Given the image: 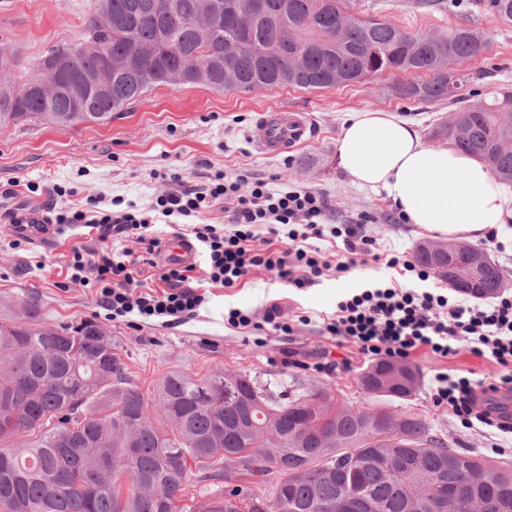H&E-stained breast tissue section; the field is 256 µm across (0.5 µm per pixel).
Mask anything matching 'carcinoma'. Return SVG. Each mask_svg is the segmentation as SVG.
I'll return each instance as SVG.
<instances>
[{
	"mask_svg": "<svg viewBox=\"0 0 512 512\" xmlns=\"http://www.w3.org/2000/svg\"><path fill=\"white\" fill-rule=\"evenodd\" d=\"M151 2L94 0L86 40L55 48L73 56L70 76L82 83L103 56L116 62L136 43L150 46L137 68L112 67L110 96L82 112L65 100L32 99L37 68L0 93V128L32 120L103 124L162 84L314 90L414 73L419 79L392 83L389 95L457 104L468 81L460 64L490 46L488 33L468 22L421 40L386 20L346 14L345 0H266V11L252 17L226 5L205 32L196 23L213 0H170L162 15ZM485 8L512 23V0H485ZM296 48L307 49L305 68L274 77ZM229 54L235 68L226 73ZM455 112L466 137L442 122L432 137L487 160L498 181L512 182V87ZM39 308L34 296L18 311L0 303V397H9L0 405V512H336L349 489L360 494L347 512H469L474 504L512 512L511 462L456 451L425 420L393 413L418 386L406 364L380 361L359 373V389L377 401L372 407L342 406L326 388L276 394L247 374L181 371L166 373L148 399L97 323L44 326ZM229 388L257 401L253 424L224 400ZM376 415L397 416L389 434H379ZM307 423L330 438L327 446L301 437ZM25 433L28 442L7 445ZM228 448L247 454L250 465L230 467ZM193 474L224 482L233 500L194 502Z\"/></svg>",
	"mask_w": 512,
	"mask_h": 512,
	"instance_id": "cac0c4a2",
	"label": "carcinoma"
}]
</instances>
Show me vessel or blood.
I'll use <instances>...</instances> for the list:
<instances>
[{"label": "vessel or blood", "mask_w": 512, "mask_h": 512, "mask_svg": "<svg viewBox=\"0 0 512 512\" xmlns=\"http://www.w3.org/2000/svg\"><path fill=\"white\" fill-rule=\"evenodd\" d=\"M308 124L304 117L296 112H263L260 113L250 131V139L255 147L264 155L275 156L292 150L304 142ZM28 225L30 237L48 245L54 240L53 225L44 223L39 213L27 214L24 218ZM163 260H179L184 264L194 263L196 249L187 240L172 241L162 254Z\"/></svg>", "instance_id": "b4317fda"}]
</instances>
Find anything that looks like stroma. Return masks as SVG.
<instances>
[{"label":"stroma","instance_id":"obj_1","mask_svg":"<svg viewBox=\"0 0 512 512\" xmlns=\"http://www.w3.org/2000/svg\"><path fill=\"white\" fill-rule=\"evenodd\" d=\"M91 0H0V50L11 65L0 78L16 81L33 72L53 48L82 42ZM356 15L380 17L403 29L435 33L462 21L484 28L490 36L488 52L463 65L469 80L467 104L487 99L496 86L512 85V25L483 12L477 0H442L439 7L419 10L412 0H347ZM393 78L378 75L353 85L305 90L276 87L254 92L217 91L202 85L174 90L158 86L105 124L83 123L64 128L47 122H22L0 129V211H19L33 205L65 211L87 207L99 200L111 208L121 200L138 206L172 190L165 176L180 172L199 183L216 171L233 178L244 174L279 188L295 185L325 194L335 224L367 216V230L380 249L413 254L417 244L430 240L427 231L413 224H394L395 209L385 194L357 187L337 164L336 140L343 123L363 109L392 112L415 123L421 133L448 116L447 102L419 103L392 98L387 87ZM286 109L303 113L311 128L307 143L269 157L249 138L259 113ZM63 194H54V186ZM14 228L0 220V299L15 304L37 296L44 322L69 324L95 318V296L88 288L64 286L65 264L72 247L94 248L96 240L81 229L65 230L52 248L28 241L14 247ZM383 263L357 265L343 277L327 272L304 290L264 270L248 274L244 286L214 289L207 305L186 323L174 326L105 322L127 372L145 396H152L164 374L179 370L199 377L221 371L255 376L259 382L287 381L295 389L328 388L339 403L356 406L366 397L358 375L368 362L351 344H337L324 336L318 317L332 313L336 304L356 289L387 281ZM311 316L293 335L269 334L257 345L256 331L225 328L224 311L230 307L261 310L271 300ZM334 360L333 373H316L308 365ZM419 376L415 394L402 407L421 417L434 435L460 452L475 451L512 462V440L493 442L471 434L446 410L434 408L427 382L440 371L482 378L492 374L489 360L461 352L446 358L419 352L410 362Z\"/></svg>","mask_w":512,"mask_h":512}]
</instances>
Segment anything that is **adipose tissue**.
<instances>
[{"mask_svg": "<svg viewBox=\"0 0 512 512\" xmlns=\"http://www.w3.org/2000/svg\"><path fill=\"white\" fill-rule=\"evenodd\" d=\"M342 170L381 192L407 220L447 239H480L512 222V185L487 162L424 142L417 126L389 112L350 117L336 141Z\"/></svg>", "mask_w": 512, "mask_h": 512, "instance_id": "ef3b65f1", "label": "adipose tissue"}]
</instances>
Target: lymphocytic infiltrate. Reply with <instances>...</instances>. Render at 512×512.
Returning <instances> with one entry per match:
<instances>
[{
	"mask_svg": "<svg viewBox=\"0 0 512 512\" xmlns=\"http://www.w3.org/2000/svg\"><path fill=\"white\" fill-rule=\"evenodd\" d=\"M169 180L175 190L146 209L95 207L54 217L60 227L85 228L98 239V248L73 249L66 280L94 291L105 320L180 324L197 315L211 289L239 287L257 268L301 290L327 270L343 275L357 265L381 261L393 270V278L337 302L335 312L322 318L323 334L353 344L372 362H406L421 350L445 358L462 349L494 362L498 373L479 379L436 373L428 396L466 429L512 437V412L491 401L495 394L512 392V293L476 304L428 287L425 267L403 254L379 250L362 222L331 225L332 207L318 191L272 189L245 175L228 180L218 174L190 185L174 172ZM218 204L228 213V223H199V215ZM175 219L185 220L186 232L200 245L203 268L156 267L160 227ZM325 239L334 251L321 248ZM409 276L417 277L420 287H407ZM310 321L275 302L260 312L232 308L224 316L230 330L268 326L283 336Z\"/></svg>",
	"mask_w": 512,
	"mask_h": 512,
	"instance_id": "lymphocytic-infiltrate-1",
	"label": "lymphocytic infiltrate"
}]
</instances>
